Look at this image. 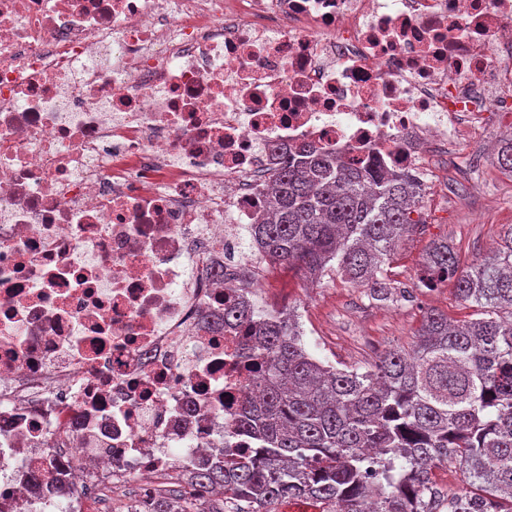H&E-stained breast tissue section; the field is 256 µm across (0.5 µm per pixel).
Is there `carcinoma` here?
Instances as JSON below:
<instances>
[{
    "label": "carcinoma",
    "mask_w": 512,
    "mask_h": 512,
    "mask_svg": "<svg viewBox=\"0 0 512 512\" xmlns=\"http://www.w3.org/2000/svg\"><path fill=\"white\" fill-rule=\"evenodd\" d=\"M263 179L273 210L251 238L264 260L313 279L334 273L373 300H408L386 266L421 224L422 181L377 156L347 160L309 142ZM448 282L475 317L452 324L430 310L411 350H389L365 371L312 355L290 312L260 315L245 296L224 306L219 320L242 330L243 355L263 364L260 399L245 400L235 421L257 451L157 490L148 512H224L238 501L279 512L301 499L322 512H438L431 475L447 463L475 488L448 499V512H512V225L490 257L467 264L432 241L420 283ZM366 448L386 456L374 486Z\"/></svg>",
    "instance_id": "cac0c4a2"
}]
</instances>
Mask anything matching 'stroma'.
I'll return each mask as SVG.
<instances>
[{
	"label": "stroma",
	"instance_id": "stroma-1",
	"mask_svg": "<svg viewBox=\"0 0 512 512\" xmlns=\"http://www.w3.org/2000/svg\"><path fill=\"white\" fill-rule=\"evenodd\" d=\"M499 115L483 133L462 135L454 148L433 147L426 154V192L421 200L425 225L398 249L391 265L396 287L410 301H374L362 289L335 275L312 281L302 273L270 264L254 286L257 310L291 311L298 317L309 350L337 367L365 368L392 348H410L423 314L430 309L459 321L470 315L452 285L430 290L418 273L428 244L447 239L463 262L490 254L507 225H512V175L497 163L506 137L497 136Z\"/></svg>",
	"mask_w": 512,
	"mask_h": 512
}]
</instances>
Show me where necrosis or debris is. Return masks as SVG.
<instances>
[{
  "instance_id": "1",
  "label": "necrosis or debris",
  "mask_w": 512,
  "mask_h": 512,
  "mask_svg": "<svg viewBox=\"0 0 512 512\" xmlns=\"http://www.w3.org/2000/svg\"><path fill=\"white\" fill-rule=\"evenodd\" d=\"M0 0V512L249 454L255 171L512 118V0ZM53 472L71 493L29 479Z\"/></svg>"
}]
</instances>
